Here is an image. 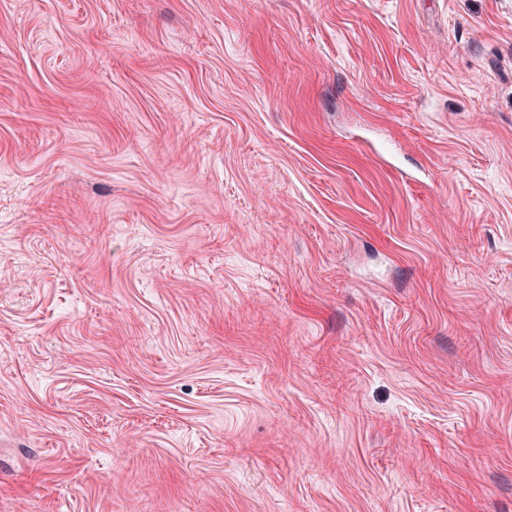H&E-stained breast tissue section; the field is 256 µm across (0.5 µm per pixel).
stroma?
Returning a JSON list of instances; mask_svg holds the SVG:
<instances>
[{
    "label": "stroma",
    "instance_id": "obj_1",
    "mask_svg": "<svg viewBox=\"0 0 512 512\" xmlns=\"http://www.w3.org/2000/svg\"><path fill=\"white\" fill-rule=\"evenodd\" d=\"M0 512H512V0H0Z\"/></svg>",
    "mask_w": 512,
    "mask_h": 512
}]
</instances>
